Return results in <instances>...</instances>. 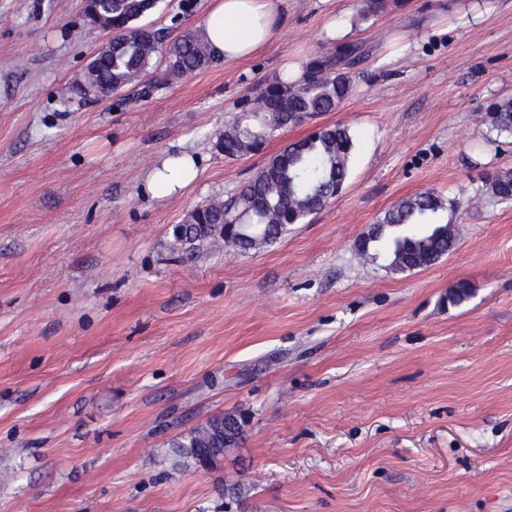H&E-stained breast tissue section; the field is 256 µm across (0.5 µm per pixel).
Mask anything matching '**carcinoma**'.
<instances>
[{"label":"carcinoma","instance_id":"obj_1","mask_svg":"<svg viewBox=\"0 0 512 512\" xmlns=\"http://www.w3.org/2000/svg\"><path fill=\"white\" fill-rule=\"evenodd\" d=\"M156 0H92L91 19L102 13L112 22V43L102 46L81 78L65 91L82 99L86 88L114 95L135 86L151 94L173 80L196 74L219 62L201 28L170 39L161 30L140 23ZM364 49L346 43L342 50L314 59L298 80L279 79L245 96L253 114L250 124L233 120L219 135L217 148L229 158L253 151L249 136H275L279 131L332 112L348 97L352 85L349 66ZM165 65L154 70L158 56ZM491 124L512 134V100L492 106ZM355 141L349 128L336 123L317 128L292 142L229 198L216 197L193 210L185 223L173 227L167 248L178 261H192L207 247L221 244L241 253L274 244L288 231L316 214L342 191L350 171ZM486 190L501 203L512 201V168L500 169ZM445 199L426 191L406 198L386 211L360 239L358 250L376 258L379 244L385 268L406 273L431 266L455 247L452 224L442 221ZM244 417L224 413L207 419L173 443L179 456L198 464L236 448L244 437Z\"/></svg>","mask_w":512,"mask_h":512}]
</instances>
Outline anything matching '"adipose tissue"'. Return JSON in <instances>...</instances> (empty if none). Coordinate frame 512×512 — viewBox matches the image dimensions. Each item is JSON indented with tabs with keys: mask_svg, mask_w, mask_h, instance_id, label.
Returning <instances> with one entry per match:
<instances>
[{
	"mask_svg": "<svg viewBox=\"0 0 512 512\" xmlns=\"http://www.w3.org/2000/svg\"><path fill=\"white\" fill-rule=\"evenodd\" d=\"M287 0H211L203 27L225 62L249 59L274 42L285 23ZM200 174V159L184 152L159 158L145 182L159 199L178 194Z\"/></svg>",
	"mask_w": 512,
	"mask_h": 512,
	"instance_id": "ef3b65f1",
	"label": "adipose tissue"
}]
</instances>
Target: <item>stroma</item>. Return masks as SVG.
Listing matches in <instances>:
<instances>
[{
  "mask_svg": "<svg viewBox=\"0 0 512 512\" xmlns=\"http://www.w3.org/2000/svg\"><path fill=\"white\" fill-rule=\"evenodd\" d=\"M207 7L143 22L176 37ZM362 7L287 0L247 61L81 101L63 91L107 39L82 0H0V512H512V204L485 186L512 168L487 118L512 98V0ZM343 43L365 55L317 121L355 139L341 194L267 249L172 259L173 225L314 128L224 157L247 90ZM177 150L200 176L154 199L142 175ZM428 190L455 203L449 255L393 274L358 253ZM228 412L239 447L174 465Z\"/></svg>",
  "mask_w": 512,
  "mask_h": 512,
  "instance_id": "1",
  "label": "stroma"
}]
</instances>
